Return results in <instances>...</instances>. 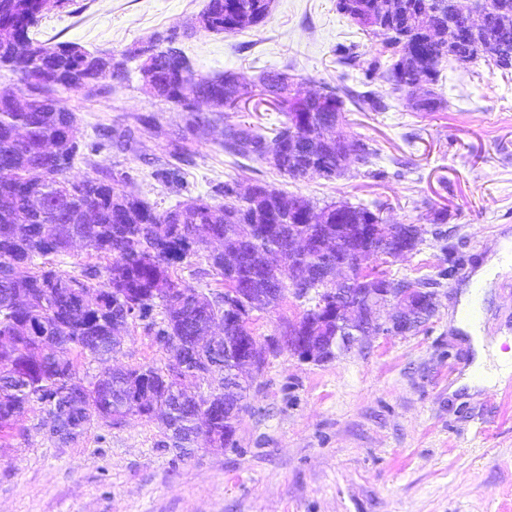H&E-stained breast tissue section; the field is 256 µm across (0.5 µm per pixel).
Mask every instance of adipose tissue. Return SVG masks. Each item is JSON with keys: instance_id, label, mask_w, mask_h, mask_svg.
Masks as SVG:
<instances>
[{"instance_id": "obj_1", "label": "adipose tissue", "mask_w": 512, "mask_h": 512, "mask_svg": "<svg viewBox=\"0 0 512 512\" xmlns=\"http://www.w3.org/2000/svg\"><path fill=\"white\" fill-rule=\"evenodd\" d=\"M471 335L474 362L458 383V389L503 385L512 379V336L500 334L484 336L479 324L467 322L463 325Z\"/></svg>"}]
</instances>
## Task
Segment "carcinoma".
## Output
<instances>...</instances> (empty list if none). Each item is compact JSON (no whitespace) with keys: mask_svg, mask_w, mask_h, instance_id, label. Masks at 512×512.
Instances as JSON below:
<instances>
[{"mask_svg":"<svg viewBox=\"0 0 512 512\" xmlns=\"http://www.w3.org/2000/svg\"><path fill=\"white\" fill-rule=\"evenodd\" d=\"M69 0H0V69L15 75L26 89L29 105L16 110L0 100V431L11 427L26 407L40 405L55 416L57 441L76 443L97 424H113L116 415H138L157 421L176 448L197 438L193 417L198 404L173 405L176 382L162 377L154 366L111 368L93 381L77 377L72 354L108 362L120 350L115 337L124 307L139 308L129 321H140L155 336H178L188 341L182 376L209 382L208 366L225 369L240 361L237 343L213 346L212 328L232 324L230 335L248 334L254 311L274 307L289 288L282 276L288 265L301 266L322 283L336 279V262L358 251L376 252L384 246L414 247L411 236L423 234L417 224H391L384 207L372 211L362 205L331 202L320 208L322 224H308L288 210V196L266 181L252 183L253 194L239 195L235 181L218 182L210 193L190 205L181 202L163 212L150 202L126 192L127 174L100 171L92 156L115 145L127 149L138 143L130 127L102 126L96 140L69 138L76 114L65 106L62 93L80 90L78 80L96 82L93 71L108 67L112 75L127 71L139 60L131 50L117 58L106 51H90L74 42L43 44L30 37L44 14ZM487 27L476 34L448 30V0H337L336 8L368 36L384 39V50L372 55L352 43L336 48L337 60L364 76L362 85L378 71L396 91H405L413 78L412 65L426 64L424 98H407L413 112H439L449 103L436 91L440 67L458 55L470 63L498 64L492 43L512 47V0H487ZM269 0H207L199 14L201 29L234 33L263 22ZM156 37L160 87L156 98L186 113L190 125L201 129L224 124V97L230 94L225 75H201L186 54L172 57ZM327 95L336 111L321 105L300 104L287 94L273 104L283 120L261 132L256 125L239 123L225 128L220 146L235 158H254L253 147L265 145L279 153L277 171L289 176L316 161L318 176L338 178L339 157L330 144L336 120L345 119V101L382 112L388 104L371 90L346 87ZM216 103L207 114L194 111L195 98ZM54 144L56 160L41 150ZM186 138L173 145L170 160L152 177L163 185L183 182V166L193 162ZM81 160L94 175L72 187L66 172ZM29 211L28 222L19 210ZM96 221L85 224L83 212ZM307 238L310 247L288 252V238ZM224 250L210 253V267L224 277V292L208 296L172 278L170 268L213 240ZM110 260L99 268L88 265L81 277L69 276L45 258L71 251L72 243ZM43 262H37V259ZM105 281L98 282L101 276ZM26 303L19 305L16 298ZM150 393L151 402H140ZM217 407L209 424L208 442L234 444L240 414L218 408L224 391L210 395Z\"/></svg>","mask_w":512,"mask_h":512,"instance_id":"obj_1","label":"carcinoma"}]
</instances>
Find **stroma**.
Masks as SVG:
<instances>
[{"mask_svg": "<svg viewBox=\"0 0 512 512\" xmlns=\"http://www.w3.org/2000/svg\"><path fill=\"white\" fill-rule=\"evenodd\" d=\"M205 4L70 0L45 14L38 39L119 55L181 31ZM351 43L370 48L336 0H273L258 25L179 41L200 74L231 71L254 84L262 72L285 69L306 91L357 85L359 73L336 61L337 46ZM108 83L112 93L102 101L64 96L85 140L100 126H131L148 114L165 133L142 135L133 151L103 149L91 167L75 162L69 178L96 167L130 173L127 191L161 211L206 195L211 183L248 177L319 207L383 204L390 221L425 229L417 251L386 265L396 279L436 276L443 246H452L466 269L512 238V76L485 64L442 66L437 89L449 102L442 112L407 111L405 93L375 77L370 88L387 110L349 105L340 131L378 154L368 167L350 163L335 181L296 180L261 161L228 157L216 127L195 140L183 185H162L151 172L169 158L166 133L182 124L180 108L145 94L137 69ZM438 212L440 224L432 221ZM173 275L206 294L224 290L202 252ZM464 284L460 273L441 280L435 314L418 330L361 339L322 364L286 350L268 356L227 448L201 440L186 453L164 447L159 425L137 416L62 445L46 433L44 408L32 406L0 451V512H512V384L448 396L470 361L466 338L453 326ZM309 307L289 291L277 306L252 312L259 348ZM481 323L491 336L512 333V272L498 273L484 295ZM121 338L118 366L161 368L169 359L143 324H129Z\"/></svg>", "mask_w": 512, "mask_h": 512, "instance_id": "obj_1", "label": "stroma"}]
</instances>
